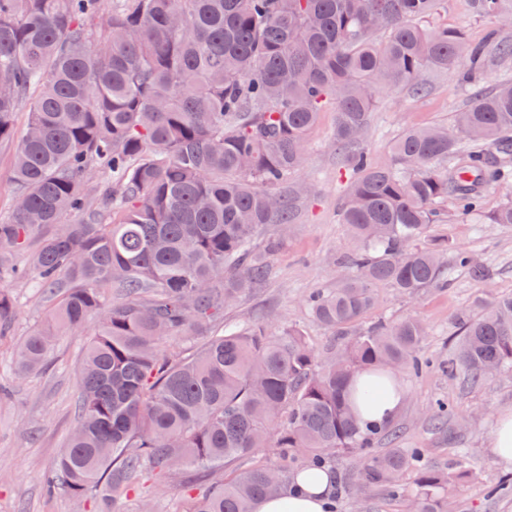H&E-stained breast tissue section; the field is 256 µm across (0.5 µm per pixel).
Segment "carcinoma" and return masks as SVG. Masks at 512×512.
<instances>
[{
  "instance_id": "obj_1",
  "label": "carcinoma",
  "mask_w": 512,
  "mask_h": 512,
  "mask_svg": "<svg viewBox=\"0 0 512 512\" xmlns=\"http://www.w3.org/2000/svg\"><path fill=\"white\" fill-rule=\"evenodd\" d=\"M438 0H0V142L19 102L30 109L13 159L14 217L0 222V281L26 280L53 297L43 325L18 340L15 370L50 359L59 336L93 320L78 375L76 426L46 485L72 497L97 486L112 500L148 472L189 464L210 473L259 448L276 449L187 512H251L284 478L325 455L363 452L359 482L401 490L414 476L412 512H448L441 490L458 462L426 466L414 449L368 453L384 426L354 414L353 381L429 363L415 318L363 324L374 287L407 295L448 285L441 256L473 279L487 269L447 240H418L454 198L457 215L483 214L482 191L512 175V81L477 90L448 126L404 131L394 163L362 146L380 89L426 88L425 74L512 58L494 30L470 43L446 25L422 27ZM478 17L512 24V0H471ZM388 32L383 40L375 35ZM336 112L333 139L354 178L341 223L351 274L316 290L313 319L352 340L316 353L303 331L253 320L216 334L224 310L268 275L264 224H289L281 191L301 164L320 112ZM512 224V196L486 214ZM27 253L22 269L4 263ZM15 298L0 292V335ZM446 370L480 377L512 369V295L460 320ZM205 337L194 353L167 342Z\"/></svg>"
}]
</instances>
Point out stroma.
<instances>
[{"instance_id":"obj_1","label":"stroma","mask_w":512,"mask_h":512,"mask_svg":"<svg viewBox=\"0 0 512 512\" xmlns=\"http://www.w3.org/2000/svg\"><path fill=\"white\" fill-rule=\"evenodd\" d=\"M432 20L463 30L472 43L483 41L498 26L496 20L473 16L468 0H440ZM471 93L470 81L461 68L430 73L422 93L406 88L379 90L364 144L377 164H391V144L396 137L412 127L448 124ZM335 123V112H321L308 136L303 162L288 178L289 188L297 194L293 223L263 225L255 237L260 250L272 240L282 242L269 259L267 280L224 312L228 323L261 316L274 331L289 325L299 327L320 351L329 344L332 333L312 319L306 298L315 289L335 287L347 276L344 258L352 248L339 216L351 169L333 142ZM453 209L452 203H444L449 221L432 225L425 244L448 238L485 266L491 278L475 281L466 268L456 266L447 286L426 288L416 296L383 284L376 288L377 304L367 314V321L419 318L427 329L422 348L432 363L417 375L400 373L406 400L393 421L399 437L394 442L377 443L374 451L383 454L396 446L417 448L428 466L441 468L447 466L454 449H462L457 477L448 487L452 512H512V489L496 490L503 481L512 482V470L499 467L490 448L498 413L512 408V370L474 383L465 372L451 375L441 368L442 362L454 355L459 319L471 311L475 300L512 294V224L455 220ZM9 290L17 306L9 335L0 338V512H97L102 490L75 499L48 492L44 484L45 475L67 444L78 394V359L95 325L87 323L81 335L60 337L48 369L18 376L10 366L13 346L40 324L50 302L24 283H10ZM437 401L448 404L458 416L441 430L434 428L428 415L430 405ZM273 458V449L263 448L229 462L222 474L196 482L184 474L139 482L115 512H140L145 498L151 500L153 512H185L191 490L205 492ZM414 490L413 479L407 476L399 497L376 486L334 497L333 507L335 512H409Z\"/></svg>"}]
</instances>
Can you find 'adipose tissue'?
<instances>
[{
	"label": "adipose tissue",
	"mask_w": 512,
	"mask_h": 512,
	"mask_svg": "<svg viewBox=\"0 0 512 512\" xmlns=\"http://www.w3.org/2000/svg\"><path fill=\"white\" fill-rule=\"evenodd\" d=\"M404 391L399 380L378 389L371 402H357L356 409L364 425H381L400 412ZM334 491L328 470H303L291 475L287 486L276 496L256 500L252 512H328Z\"/></svg>",
	"instance_id": "obj_1"
}]
</instances>
